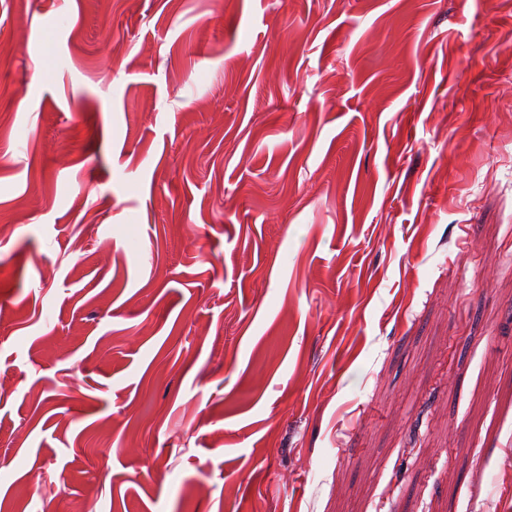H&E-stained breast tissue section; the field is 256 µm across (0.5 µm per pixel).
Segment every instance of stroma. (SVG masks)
I'll return each instance as SVG.
<instances>
[{
    "instance_id": "1",
    "label": "stroma",
    "mask_w": 512,
    "mask_h": 512,
    "mask_svg": "<svg viewBox=\"0 0 512 512\" xmlns=\"http://www.w3.org/2000/svg\"><path fill=\"white\" fill-rule=\"evenodd\" d=\"M1 225L0 512H512V0H0Z\"/></svg>"
}]
</instances>
